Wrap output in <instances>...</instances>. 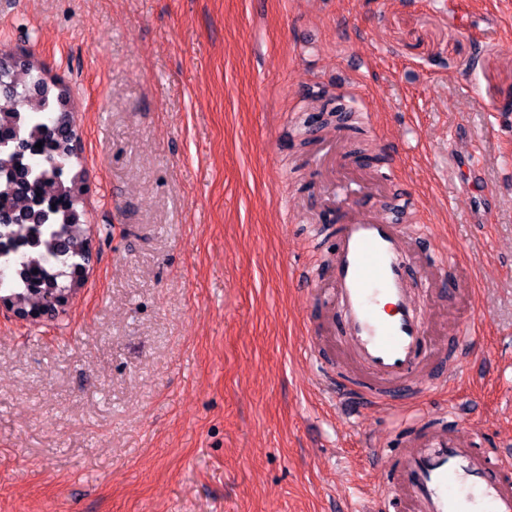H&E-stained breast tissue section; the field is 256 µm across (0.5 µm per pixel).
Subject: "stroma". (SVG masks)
<instances>
[{
	"label": "stroma",
	"instance_id": "35a3bbf8",
	"mask_svg": "<svg viewBox=\"0 0 512 512\" xmlns=\"http://www.w3.org/2000/svg\"><path fill=\"white\" fill-rule=\"evenodd\" d=\"M0 59L69 88L83 143L84 283L57 318L0 308V512H363L393 469L365 441L470 409L473 447L512 444V0H0ZM361 113L300 147L311 98ZM303 163L293 174V163ZM402 191L424 373L462 332L471 383L351 418L323 372L370 375L332 332L336 227Z\"/></svg>",
	"mask_w": 512,
	"mask_h": 512
}]
</instances>
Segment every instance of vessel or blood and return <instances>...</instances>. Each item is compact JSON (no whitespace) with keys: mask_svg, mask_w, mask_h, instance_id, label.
<instances>
[{"mask_svg":"<svg viewBox=\"0 0 512 512\" xmlns=\"http://www.w3.org/2000/svg\"><path fill=\"white\" fill-rule=\"evenodd\" d=\"M404 250L393 214H363L340 228L332 286L341 334L391 393L358 394L324 374L323 389L337 406L392 412L400 404L398 391L412 386L421 393L448 381L443 374L416 378L427 325L415 311ZM467 420L462 408L449 407L447 425L410 441L398 457L399 480L389 484V500L407 495L415 512H512V453L502 450L493 459L470 447L459 433Z\"/></svg>","mask_w":512,"mask_h":512,"instance_id":"obj_1","label":"vessel or blood"}]
</instances>
